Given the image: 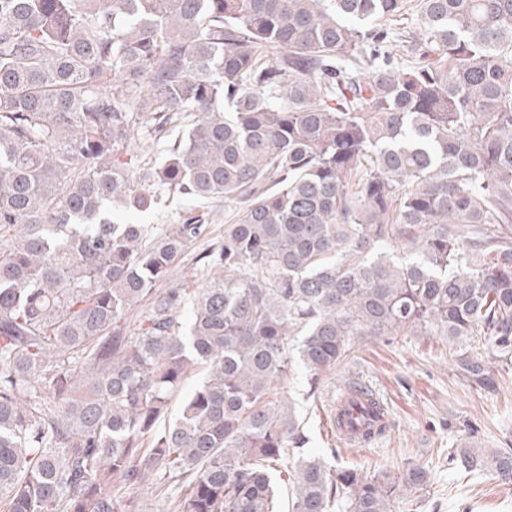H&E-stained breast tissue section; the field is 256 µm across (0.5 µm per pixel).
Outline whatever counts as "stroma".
Here are the masks:
<instances>
[{"mask_svg":"<svg viewBox=\"0 0 512 512\" xmlns=\"http://www.w3.org/2000/svg\"><path fill=\"white\" fill-rule=\"evenodd\" d=\"M209 212L208 233L189 246L174 264L172 281L201 287L194 259L202 251L224 242V201L194 200L160 194L153 209L135 213L132 223L147 225L158 233L179 223L185 210ZM455 350L440 336H398L391 341L361 343L351 360L326 373L315 398H307L308 377L300 363H293L279 393L291 396L309 437L307 450L321 455L337 449L342 465L373 472L407 463L427 466L432 475L431 512H512V485L492 476L465 478L449 469L445 449L465 439V425L477 429L476 440L484 448L512 445V369L500 372L497 389L472 388L453 370ZM365 385L387 405L389 432L365 447L341 444L332 414L336 396L348 383ZM120 500L134 499L149 512H175L184 492L183 481L157 477L145 484H116Z\"/></svg>","mask_w":512,"mask_h":512,"instance_id":"obj_1","label":"stroma"}]
</instances>
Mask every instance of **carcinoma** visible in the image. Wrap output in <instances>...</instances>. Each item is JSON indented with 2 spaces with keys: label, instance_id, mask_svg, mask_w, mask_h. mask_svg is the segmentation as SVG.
Masks as SVG:
<instances>
[{
  "label": "carcinoma",
  "instance_id": "cac0c4a2",
  "mask_svg": "<svg viewBox=\"0 0 512 512\" xmlns=\"http://www.w3.org/2000/svg\"><path fill=\"white\" fill-rule=\"evenodd\" d=\"M406 5L0 0V512H141L114 482L158 471L190 477L176 512H280L284 473L289 512H426V467L312 455L275 393L385 336L446 337L480 391L512 367V0H417L401 34ZM182 123L132 189V130ZM155 186L236 209L192 294L158 284L203 215L115 217ZM359 402L365 446L391 423ZM448 465L512 483V448Z\"/></svg>",
  "mask_w": 512,
  "mask_h": 512
}]
</instances>
